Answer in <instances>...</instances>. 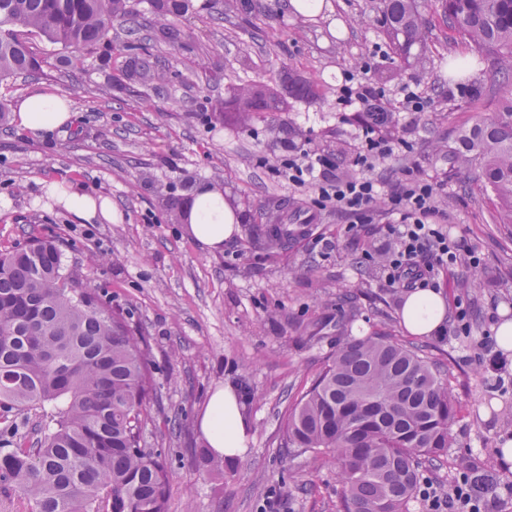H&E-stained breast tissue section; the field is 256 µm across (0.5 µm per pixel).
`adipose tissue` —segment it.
Instances as JSON below:
<instances>
[{
	"label": "adipose tissue",
	"instance_id": "1",
	"mask_svg": "<svg viewBox=\"0 0 512 512\" xmlns=\"http://www.w3.org/2000/svg\"><path fill=\"white\" fill-rule=\"evenodd\" d=\"M17 124L32 132L58 128L71 118L68 99L60 94L37 91L18 102L13 109ZM59 204L78 220L92 224L112 221V202L77 190H62ZM186 230L203 250L223 251L237 231L235 215L224 202L222 191L203 184L194 191L190 222ZM405 327L418 335L441 331L445 316L443 296L433 289L407 294L400 308ZM246 405L235 384L216 388L209 396L196 424L209 448L216 455L232 459L241 455L248 439Z\"/></svg>",
	"mask_w": 512,
	"mask_h": 512
}]
</instances>
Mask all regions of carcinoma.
Listing matches in <instances>:
<instances>
[{"label":"carcinoma","instance_id":"cac0c4a2","mask_svg":"<svg viewBox=\"0 0 512 512\" xmlns=\"http://www.w3.org/2000/svg\"><path fill=\"white\" fill-rule=\"evenodd\" d=\"M145 3L158 18L181 0H0V82L36 67L27 36L74 52L96 47L116 21L134 23ZM456 43L512 68V0H438ZM382 23L399 52L425 38L414 0H384ZM144 80L159 61L130 40ZM454 161L478 167L502 224H512V95L499 112L459 137ZM284 204L261 213L266 243H282ZM62 250L36 241L0 253V488L20 491L29 512H168L170 475L141 442L152 390L150 349L98 288L64 272ZM445 370L384 333L344 336L336 354L294 404L284 447L329 459L342 485V512H409L431 471L448 465L457 406ZM30 412L41 436H19Z\"/></svg>","mask_w":512,"mask_h":512}]
</instances>
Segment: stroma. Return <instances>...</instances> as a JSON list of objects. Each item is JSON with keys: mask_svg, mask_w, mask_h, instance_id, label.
Listing matches in <instances>:
<instances>
[{"mask_svg": "<svg viewBox=\"0 0 512 512\" xmlns=\"http://www.w3.org/2000/svg\"><path fill=\"white\" fill-rule=\"evenodd\" d=\"M326 4L306 15L287 0H192L166 25L149 19L140 40L165 60L166 78L129 93L114 86L125 54L101 45L75 62L69 50L40 40L32 45L39 70L0 83L9 104L43 90L66 96L72 112L70 124L38 134L0 123V199L11 202L0 208V252L55 240L65 267L94 281L150 343L155 395L142 434L168 467V512H337L335 466L283 443L289 411L342 331L412 339L449 366L454 446L432 480L454 483L463 459L512 483V463L498 454L512 440V350L499 351L497 375L478 360L482 343L495 342L499 325L512 321V224L496 223L474 171L449 161L459 135L494 116L512 80L471 105L457 88L488 78L490 65L450 41L445 25L429 28L404 61L381 24L383 0ZM348 73L379 89L396 113L394 151L378 173L392 184L411 167L443 181L448 235L480 260L436 278L446 301L440 334L412 337L399 316L407 291L383 278L381 259L397 249L383 230L387 199L368 224L352 225L333 207L311 224L310 188L282 175L292 152L330 158L342 177L358 175L362 129L340 102ZM297 78L318 96L291 97ZM256 86L286 96L287 110L244 123L217 119L225 98ZM407 86L425 93V111L402 108ZM287 127L295 132L290 152L275 136ZM188 179L247 200L255 214L270 200L285 201V247L263 248L253 225L243 224L223 251L202 250L163 202L185 197ZM48 183L108 196L116 222L83 224L59 204H42ZM227 382L243 389L247 450L208 472L197 465L204 443L195 418Z\"/></svg>", "mask_w": 512, "mask_h": 512, "instance_id": "obj_1", "label": "stroma"}]
</instances>
